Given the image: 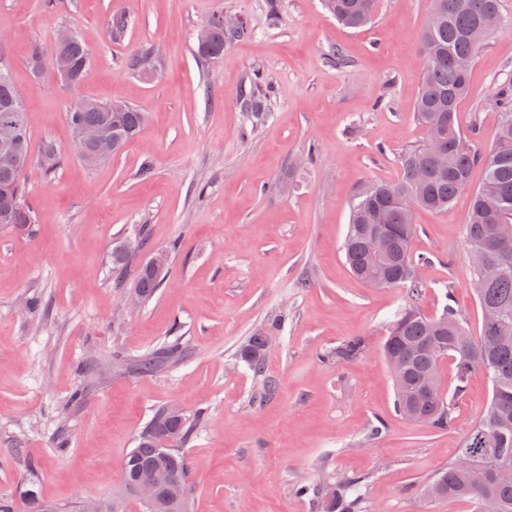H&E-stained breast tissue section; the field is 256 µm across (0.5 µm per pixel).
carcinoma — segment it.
Masks as SVG:
<instances>
[{
    "mask_svg": "<svg viewBox=\"0 0 512 512\" xmlns=\"http://www.w3.org/2000/svg\"><path fill=\"white\" fill-rule=\"evenodd\" d=\"M431 15L425 24L420 44L431 43L432 55L424 58V77L416 104L417 120L426 131L437 130L446 142L448 154L432 157L429 142L408 149L400 156L402 179L395 185L381 184L369 193H359L353 203L345 234L343 250L351 273L379 288H407L418 293L413 274L410 241L415 234L412 212L416 207L442 214L454 197L468 188L472 169L484 167V180L474 193L472 208L465 225V247L468 255L481 254L483 259L499 267L496 277L475 292L482 313H492V322L482 319L479 339L470 336L462 315L450 303L439 319L422 313L411 303L395 315L383 342V351L404 362L402 377L394 384V407L403 413L409 407L431 414V429L444 431L452 422V399L444 393L440 382V363L451 358L455 364V396L462 395L476 373L485 375L492 384L491 413L485 414L472 428L457 451V456L472 460L473 467L463 469L456 461L437 473L423 488L431 499H462L474 505V512H512V483L499 482L494 474V461L487 456L493 448L512 459V82L503 84L496 98L500 113L498 137L488 154H482L474 141L475 131L465 132L457 121V105L468 92V74L484 39L483 19L499 12V0H432ZM325 8L341 24L357 28L372 20L377 0H323ZM221 14L212 15L203 27L211 28L208 42L197 43V55L217 59L224 55V29ZM41 58V69L59 71L58 61L65 62L68 87L77 88L90 64L89 44L74 41L47 51L37 42L30 45L25 63L33 69L35 58ZM18 88L11 74L0 75V127L13 119L12 104ZM246 110L259 114L269 111L268 98L254 86L245 101ZM70 130L75 126L103 128L116 136V148L122 149L146 121L145 113L134 106L123 112L107 110V103L77 98L65 113ZM63 161L57 144L47 139L33 150L28 127H23L14 153L0 152V191H5L0 207L9 210V227L32 230L34 208L28 198L26 174L36 166L47 178L54 176ZM377 216L391 241L389 254L380 259L368 247L372 216ZM132 252L127 244L112 247V269H127ZM162 278L146 266L139 267L136 291L143 301L151 299ZM282 319H273L266 328L256 330L239 346L236 357L254 373L262 372L271 330ZM368 348L363 336L343 341L328 355L338 362L360 358ZM184 348L178 341L166 342L142 355L127 367L138 375H152L178 363ZM167 427L165 409L155 411L140 432L136 446L127 455L123 481L129 492L144 478L158 484L159 496L146 512H187L188 501L175 503L167 493L168 480L174 478L187 486L189 463L179 448L192 435L187 420L170 427V443L162 447L156 437ZM361 481L350 477L336 485L332 500L323 498L321 488L300 485L296 491L313 495L322 512H358Z\"/></svg>",
    "mask_w": 512,
    "mask_h": 512,
    "instance_id": "obj_1",
    "label": "carcinoma"
}]
</instances>
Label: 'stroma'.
<instances>
[{"instance_id": "35a3bbf8", "label": "stroma", "mask_w": 512, "mask_h": 512, "mask_svg": "<svg viewBox=\"0 0 512 512\" xmlns=\"http://www.w3.org/2000/svg\"><path fill=\"white\" fill-rule=\"evenodd\" d=\"M431 0H378L370 24H338L322 0H0V31L24 95L33 146L54 140L66 160L52 179L27 175L34 234L0 226V496L34 485L69 512L89 499H123L122 468L138 433L164 405L196 419L184 446L191 512H316L301 483L360 478L361 512H472L420 489L447 467L483 416L492 393L474 375L453 421L434 431L395 413L381 341L413 299L350 273L342 251L357 193L399 180V157L422 144L414 116L423 59L419 37ZM241 18L210 64L195 55L196 31L213 13ZM130 24L112 38L113 15ZM484 43L458 106L481 151L493 145L498 86L512 81V0ZM64 28L91 36L78 88L53 70L25 65L32 42L51 46ZM161 48L162 73L147 80L126 60ZM260 74L270 110L256 117L241 92ZM119 96L148 115L111 159L87 168L73 150L65 112L72 99ZM308 164H298L301 156ZM151 162L154 175L139 171ZM447 213L418 209L411 244L416 301L439 316L445 291L472 336L481 309L469 287L464 228L472 191ZM146 232L124 275L112 271L115 242ZM171 250L165 282L128 315L138 264ZM38 307L26 310L27 301ZM263 375L235 356L275 315ZM365 337L351 362L336 346ZM181 340L182 362L151 376L128 362ZM368 348L365 337L355 336L343 341L336 349L328 355L329 359L336 362H348L360 358Z\"/></svg>"}]
</instances>
